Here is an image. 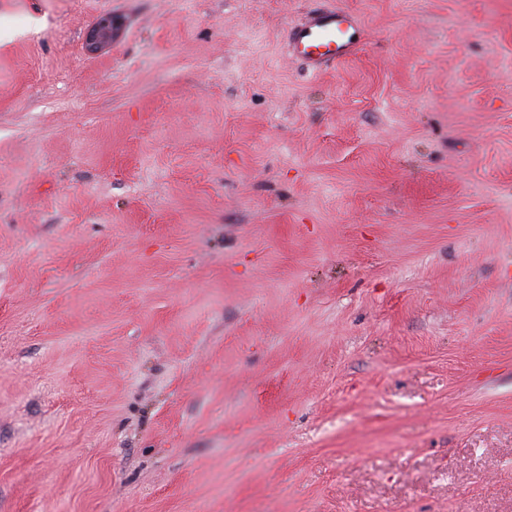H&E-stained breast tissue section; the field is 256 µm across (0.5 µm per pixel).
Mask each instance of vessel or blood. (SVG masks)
Instances as JSON below:
<instances>
[{
    "mask_svg": "<svg viewBox=\"0 0 512 512\" xmlns=\"http://www.w3.org/2000/svg\"><path fill=\"white\" fill-rule=\"evenodd\" d=\"M364 36L357 15L331 4L308 14L290 31L288 42L291 56L318 75L336 61L355 57L364 46Z\"/></svg>",
    "mask_w": 512,
    "mask_h": 512,
    "instance_id": "1",
    "label": "vessel or blood"
}]
</instances>
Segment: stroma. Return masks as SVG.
<instances>
[{
	"label": "stroma",
	"mask_w": 512,
	"mask_h": 512,
	"mask_svg": "<svg viewBox=\"0 0 512 512\" xmlns=\"http://www.w3.org/2000/svg\"><path fill=\"white\" fill-rule=\"evenodd\" d=\"M333 2L0 0V512H512V0ZM365 30L353 12L329 4L307 15L288 35L290 55L311 74L325 72L336 60H350L364 46ZM118 28L112 14L102 16L87 33L88 47L94 51L108 45L112 42Z\"/></svg>",
	"instance_id": "1"
}]
</instances>
